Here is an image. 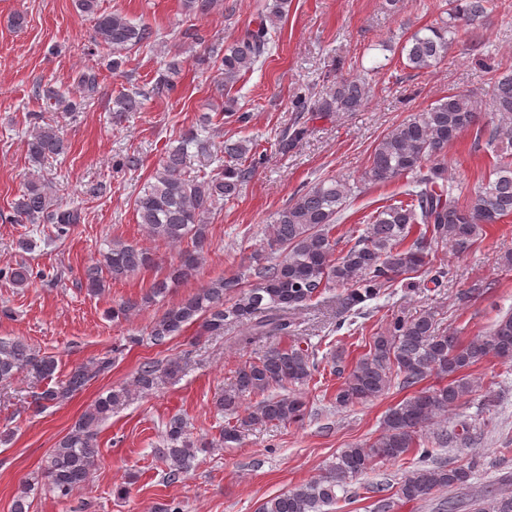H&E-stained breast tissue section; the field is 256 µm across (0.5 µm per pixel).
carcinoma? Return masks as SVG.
Segmentation results:
<instances>
[{"label": "carcinoma", "instance_id": "cac0c4a2", "mask_svg": "<svg viewBox=\"0 0 512 512\" xmlns=\"http://www.w3.org/2000/svg\"><path fill=\"white\" fill-rule=\"evenodd\" d=\"M93 22V43L112 49L108 68L123 73L127 54L136 47L153 43L157 32L144 22L133 23L119 12L99 7L98 0H77ZM448 19L437 26L421 28L407 37L401 47L406 66L426 72L441 63L454 41L470 43L474 30L498 7L497 0H449ZM288 12V0H263L255 25L247 28L231 44L214 40L204 46L203 64L213 65L224 76V86L236 83L259 61H265L275 43L278 22ZM183 60L170 56L165 74L148 91L135 88L112 98L108 111L115 116L143 109L152 97H166L175 90L173 77ZM491 72L494 111L501 123L480 129L485 145L495 155L488 180L462 203L447 176L445 151L463 131L477 122V105L469 94L450 93L429 108L403 120L374 147L368 177L374 182L406 179L404 194L381 206L365 233L340 255H335L333 230L338 215L348 206L353 186L330 177L296 193L288 205L276 213L266 230L270 256L256 258L248 274L218 277L196 293L172 305L154 321L149 340L162 345L179 336L191 325L207 336L224 335V326L240 323L245 334L236 338L242 347L267 343L252 361L235 371L233 380L216 398L215 407L235 414L218 442H202L192 436L184 418L174 415L165 424L162 447L155 454L167 466L168 479L177 480L194 467L199 450L228 446L242 433L273 422L296 424L307 415V401L297 392L316 370L315 352L299 344H281L295 335L290 312L306 305L323 290L343 289L341 308L354 307L377 298L409 273H422L436 287L448 276L444 268L430 265L429 256L441 247L458 253L469 251L489 224L512 215V153L499 147L503 136L512 132V72H499L500 65H487ZM80 95L70 96L51 86L42 95L54 100L63 111L75 113L90 105L99 95V78L89 68L76 77ZM369 99L367 83L354 78L339 82L321 97L301 99L299 112H357ZM33 127L24 141L28 162L42 167L66 152L67 146L58 125L30 115ZM209 117L180 133L177 145L164 153L152 181L134 200L138 223L148 234L168 244L185 240L191 249L181 252L178 262L169 265L154 280L149 293L127 298L112 308V317L127 316L143 306L163 299L180 283L196 275L210 247L209 219L220 202L236 198L252 177L260 158L249 140L225 141L217 147L205 135ZM81 221L77 208L53 206L45 184L28 180L11 203L10 222L49 224L58 240L68 238ZM149 251L121 240L109 242L99 258L84 267L78 284L88 294L105 293L110 282L153 266ZM17 288L29 286L36 278L31 265L19 262L0 269V278ZM493 354L512 362V313L501 316L489 335L463 343L459 337L440 330L435 312L426 310L405 319L391 318L384 331L369 342V349L352 366L344 364L342 354L332 357L333 369L341 378L335 403L347 409L376 400L393 384L411 388L434 377L435 384L392 406L385 413L380 434L363 444L345 448L326 474L287 492L264 500L258 512H326L336 504L338 492L348 494L353 479L366 474L379 461H397L410 452L419 454L397 489L391 493L381 486L370 487L372 512H394L397 502L435 503L436 512H457L454 497L438 493L465 485L481 466L477 458L459 465L433 458L432 448L448 444V412L463 404L476 392L466 371L477 361ZM114 358L105 354L89 364L72 368L63 379L33 395L34 408L41 411L82 392L93 380L112 371ZM57 361L36 350L26 341L0 336V388H7L24 373L37 380L51 379ZM180 362L161 365L156 361L140 364L133 388L115 386L96 398L50 451L43 467L49 489L61 499L85 484L95 470L99 425L112 412L137 394L153 391L164 378H173ZM260 400L238 415L248 396ZM31 483L23 484L12 504V512H29ZM472 512H512V494L491 492L472 504Z\"/></svg>", "mask_w": 512, "mask_h": 512}]
</instances>
